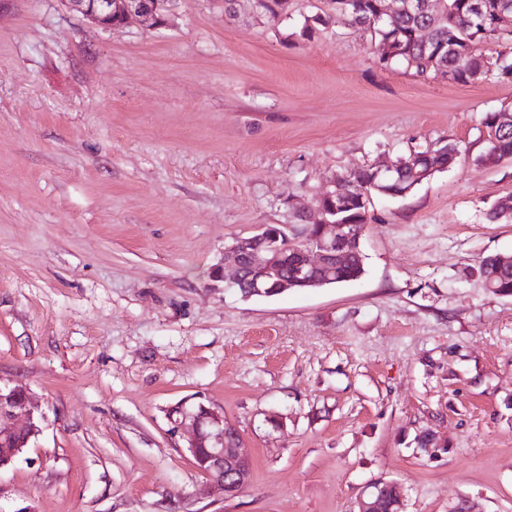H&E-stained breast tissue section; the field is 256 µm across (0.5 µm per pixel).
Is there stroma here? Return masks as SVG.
Segmentation results:
<instances>
[{"mask_svg":"<svg viewBox=\"0 0 512 512\" xmlns=\"http://www.w3.org/2000/svg\"><path fill=\"white\" fill-rule=\"evenodd\" d=\"M320 0L268 22L179 0L166 27L102 31L59 0H0V380L44 416L0 471V512H512V296L475 269L512 255V158L479 156L512 82L381 63ZM455 143L377 194L365 272L242 299L210 272L291 224L334 175ZM223 411L251 461L220 501L168 414ZM438 450L418 446L423 431ZM404 493L394 481L379 480L370 484L357 506V512H404Z\"/></svg>","mask_w":512,"mask_h":512,"instance_id":"obj_1","label":"stroma"}]
</instances>
